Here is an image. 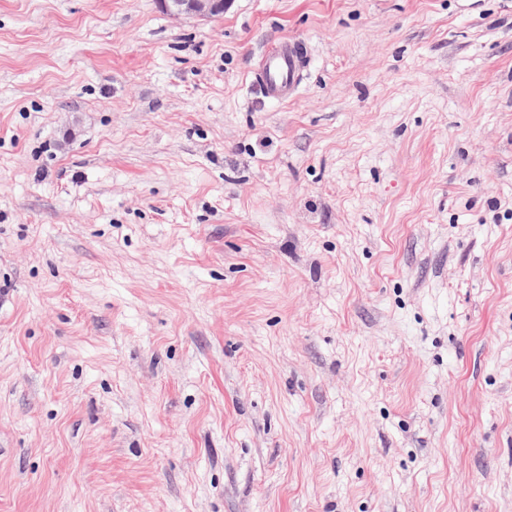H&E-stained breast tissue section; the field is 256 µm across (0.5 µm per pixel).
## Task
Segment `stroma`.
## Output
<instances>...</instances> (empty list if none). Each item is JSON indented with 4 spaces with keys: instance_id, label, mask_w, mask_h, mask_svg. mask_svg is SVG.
I'll return each mask as SVG.
<instances>
[{
    "instance_id": "obj_1",
    "label": "stroma",
    "mask_w": 512,
    "mask_h": 512,
    "mask_svg": "<svg viewBox=\"0 0 512 512\" xmlns=\"http://www.w3.org/2000/svg\"><path fill=\"white\" fill-rule=\"evenodd\" d=\"M0 512H512V0H0ZM231 0H158L163 12L173 18L185 16L207 19L228 9ZM309 61L305 46L286 38L274 51L261 57L254 79L262 84L268 97L286 101L297 93Z\"/></svg>"
}]
</instances>
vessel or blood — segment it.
Segmentation results:
<instances>
[{
	"label": "vessel or blood",
	"mask_w": 512,
	"mask_h": 512,
	"mask_svg": "<svg viewBox=\"0 0 512 512\" xmlns=\"http://www.w3.org/2000/svg\"><path fill=\"white\" fill-rule=\"evenodd\" d=\"M308 64L305 46L287 38L274 51L261 57L254 79L262 84L268 97L285 101L297 93L300 77Z\"/></svg>",
	"instance_id": "b4317fda"
}]
</instances>
